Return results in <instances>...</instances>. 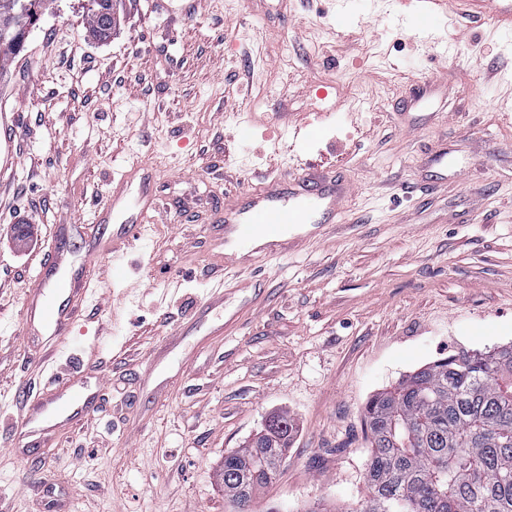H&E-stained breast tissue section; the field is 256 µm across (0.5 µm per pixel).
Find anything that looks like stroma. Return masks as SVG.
Returning <instances> with one entry per match:
<instances>
[{"instance_id": "obj_1", "label": "stroma", "mask_w": 512, "mask_h": 512, "mask_svg": "<svg viewBox=\"0 0 512 512\" xmlns=\"http://www.w3.org/2000/svg\"><path fill=\"white\" fill-rule=\"evenodd\" d=\"M88 8L52 0L0 84V512H230L224 455L273 413L297 433L252 512H355L366 400L512 343V34L396 0H114L101 41ZM312 166L352 184L346 222L225 270L223 329H185L219 279L214 212ZM152 169L147 238L95 259L115 301L94 289L55 361L29 359L25 293L58 225L87 250L117 182ZM82 361L105 375L97 411L17 458L16 393L43 400Z\"/></svg>"}]
</instances>
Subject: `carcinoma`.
<instances>
[{
  "label": "carcinoma",
  "mask_w": 512,
  "mask_h": 512,
  "mask_svg": "<svg viewBox=\"0 0 512 512\" xmlns=\"http://www.w3.org/2000/svg\"><path fill=\"white\" fill-rule=\"evenodd\" d=\"M51 0H0V79L24 51ZM93 34L114 26L113 0H90ZM370 443L368 498L358 512H512V344L459 351L428 364L363 408ZM296 432L286 414L268 418L224 455L221 483L232 512L288 459Z\"/></svg>",
  "instance_id": "1"
}]
</instances>
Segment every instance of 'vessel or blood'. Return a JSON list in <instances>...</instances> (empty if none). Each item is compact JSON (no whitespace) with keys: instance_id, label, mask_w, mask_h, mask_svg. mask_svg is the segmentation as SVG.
Wrapping results in <instances>:
<instances>
[{"instance_id":"vessel-or-blood-1","label":"vessel or blood","mask_w":512,"mask_h":512,"mask_svg":"<svg viewBox=\"0 0 512 512\" xmlns=\"http://www.w3.org/2000/svg\"><path fill=\"white\" fill-rule=\"evenodd\" d=\"M429 16L451 9L458 15L481 12L501 28L512 30V0H422ZM353 187L336 177L310 173H280L261 188L246 190L224 207L220 220L218 247L223 265L253 270L270 256L296 254L303 243L323 237L328 225L342 219L343 203ZM154 198L137 191L130 206L122 212V221L108 238L95 240L92 254L116 253L119 246L138 240L144 232L143 213L157 211ZM84 259L72 267L68 251L59 246L51 250L44 266L59 275L61 282L50 286L40 279L26 294L21 331L31 351L48 357L59 352L74 325L77 313L87 301L92 261ZM59 384L67 388L63 398L42 401L29 411L20 438L27 450L37 448L47 430L68 424L96 407L98 389L71 384L62 376Z\"/></svg>"}]
</instances>
